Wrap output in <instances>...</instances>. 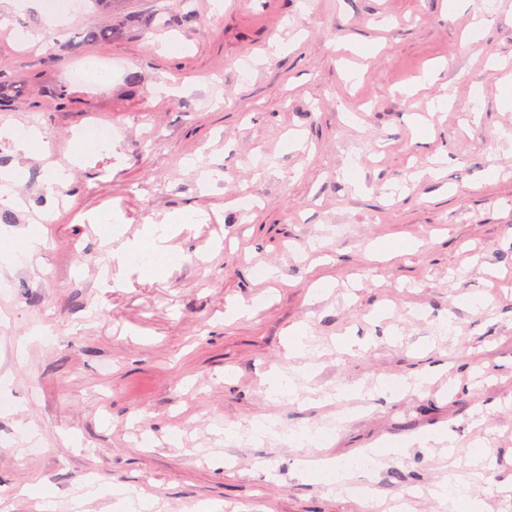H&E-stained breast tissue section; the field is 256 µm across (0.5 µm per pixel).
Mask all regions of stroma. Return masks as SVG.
<instances>
[{"mask_svg": "<svg viewBox=\"0 0 512 512\" xmlns=\"http://www.w3.org/2000/svg\"><path fill=\"white\" fill-rule=\"evenodd\" d=\"M223 2L84 0L58 21L0 0V122L45 136L26 157L0 143V168L26 172L0 237L37 221L82 133L114 143L73 167L45 248L0 266V512H42L47 492L55 512H112L115 484L152 494L154 512H388L406 490L409 512H442L429 490L451 473L483 512H512V9ZM101 27L111 42H85ZM22 29L56 38L27 47ZM275 37L287 48L271 57ZM93 67L107 81L79 79ZM183 210L198 217L166 235L172 263L122 262ZM298 328L310 370L271 397ZM386 379L406 391L385 395ZM319 425L318 448L288 439ZM369 448L367 499L302 464ZM89 480L100 496L74 507ZM72 183L73 176L70 170L64 167H57L51 170L44 180V191L48 203H53L56 195H59L60 189H69Z\"/></svg>", "mask_w": 512, "mask_h": 512, "instance_id": "35a3bbf8", "label": "stroma"}]
</instances>
